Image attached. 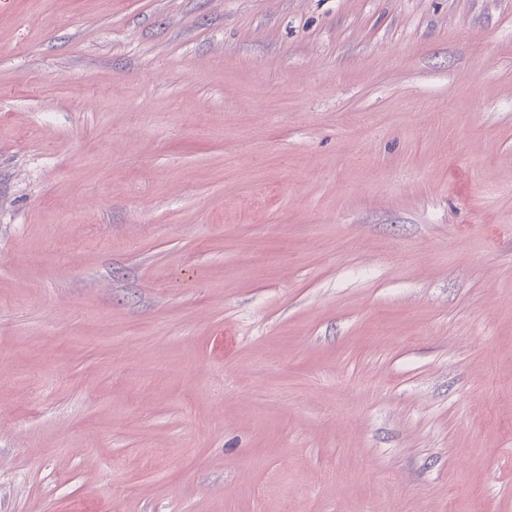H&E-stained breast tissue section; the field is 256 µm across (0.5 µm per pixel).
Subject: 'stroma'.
Here are the masks:
<instances>
[{
  "instance_id": "obj_1",
  "label": "stroma",
  "mask_w": 512,
  "mask_h": 512,
  "mask_svg": "<svg viewBox=\"0 0 512 512\" xmlns=\"http://www.w3.org/2000/svg\"><path fill=\"white\" fill-rule=\"evenodd\" d=\"M0 512H512V0H0Z\"/></svg>"
}]
</instances>
